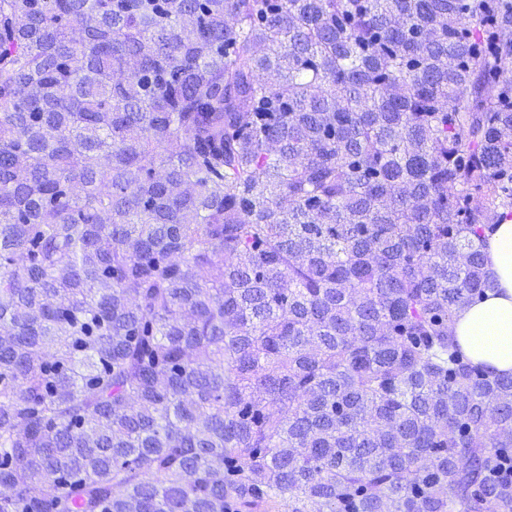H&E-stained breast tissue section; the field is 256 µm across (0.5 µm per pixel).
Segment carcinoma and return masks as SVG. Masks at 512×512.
<instances>
[{"instance_id": "obj_1", "label": "carcinoma", "mask_w": 512, "mask_h": 512, "mask_svg": "<svg viewBox=\"0 0 512 512\" xmlns=\"http://www.w3.org/2000/svg\"><path fill=\"white\" fill-rule=\"evenodd\" d=\"M506 211L512 0H0V512H512ZM495 288L485 299L454 316V332L474 364L493 373L512 374V218L500 219L484 247Z\"/></svg>"}]
</instances>
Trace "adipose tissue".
<instances>
[{
  "label": "adipose tissue",
  "mask_w": 512,
  "mask_h": 512,
  "mask_svg": "<svg viewBox=\"0 0 512 512\" xmlns=\"http://www.w3.org/2000/svg\"><path fill=\"white\" fill-rule=\"evenodd\" d=\"M495 286L458 311L454 332L466 356L497 374H512V218L500 219L484 247Z\"/></svg>",
  "instance_id": "obj_1"
}]
</instances>
